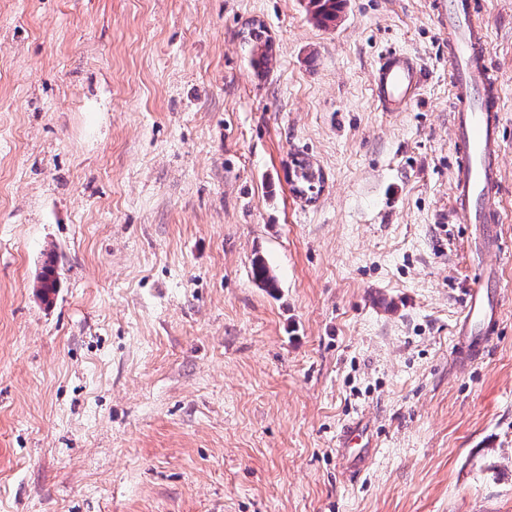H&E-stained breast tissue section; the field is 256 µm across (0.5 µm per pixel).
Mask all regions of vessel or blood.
<instances>
[{
    "label": "vessel or blood",
    "mask_w": 512,
    "mask_h": 512,
    "mask_svg": "<svg viewBox=\"0 0 512 512\" xmlns=\"http://www.w3.org/2000/svg\"><path fill=\"white\" fill-rule=\"evenodd\" d=\"M437 15L448 30V85L455 158L452 190L457 212L474 225L478 255L500 254L505 242L504 215L497 203L501 187L500 128L503 101L498 74L488 57L489 31L476 0H436ZM421 72L414 58L390 50L381 55L373 74V94L381 110L405 108L415 98ZM495 269L480 265L454 327V359L463 365L482 361L490 351L502 319V304L491 292Z\"/></svg>",
    "instance_id": "1"
}]
</instances>
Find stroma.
<instances>
[{
    "mask_svg": "<svg viewBox=\"0 0 512 512\" xmlns=\"http://www.w3.org/2000/svg\"><path fill=\"white\" fill-rule=\"evenodd\" d=\"M479 2L503 315L462 370L476 262L434 0L326 27L308 0H0V512H512V0ZM391 49L423 73L406 112L372 96ZM294 172L296 181L301 187L294 190L303 195H310V198L319 192L322 183L319 171L314 170L305 160H296Z\"/></svg>",
    "mask_w": 512,
    "mask_h": 512,
    "instance_id": "stroma-1",
    "label": "stroma"
}]
</instances>
